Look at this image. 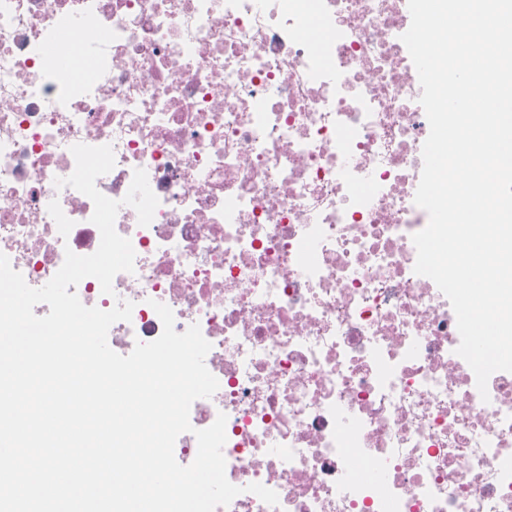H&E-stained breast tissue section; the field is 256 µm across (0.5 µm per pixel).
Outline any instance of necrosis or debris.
Returning a JSON list of instances; mask_svg holds the SVG:
<instances>
[{
    "label": "necrosis or debris",
    "mask_w": 512,
    "mask_h": 512,
    "mask_svg": "<svg viewBox=\"0 0 512 512\" xmlns=\"http://www.w3.org/2000/svg\"><path fill=\"white\" fill-rule=\"evenodd\" d=\"M407 0H0V253L46 284L94 253V206L55 178L72 145L112 146L96 181L159 200L115 229L135 251L102 310L134 304L110 347L199 325L227 416L216 512H512V373L481 398L456 316L415 274L429 123L401 40ZM277 492L278 506L246 487Z\"/></svg>",
    "instance_id": "4bbe7bcc"
}]
</instances>
